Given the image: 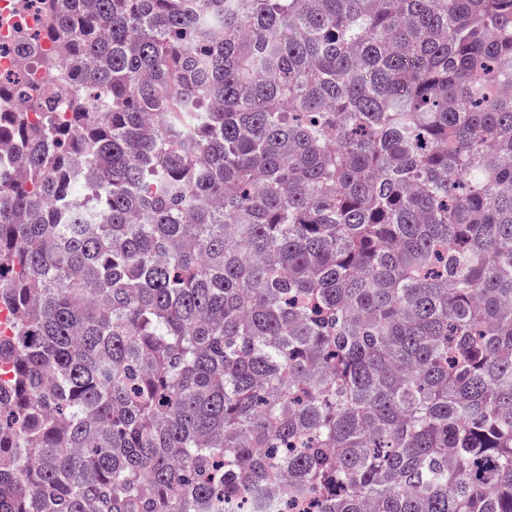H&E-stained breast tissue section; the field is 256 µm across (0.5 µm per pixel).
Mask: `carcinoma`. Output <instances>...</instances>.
<instances>
[{
	"instance_id": "obj_1",
	"label": "carcinoma",
	"mask_w": 512,
	"mask_h": 512,
	"mask_svg": "<svg viewBox=\"0 0 512 512\" xmlns=\"http://www.w3.org/2000/svg\"><path fill=\"white\" fill-rule=\"evenodd\" d=\"M45 10L0 82V512H512V0ZM57 74V83L60 87L63 88V90L61 91V95H59V97L56 98L53 112H55V115L58 118V120L63 122V120L67 118L68 112H70L69 97L73 90V77L71 65L64 64Z\"/></svg>"
}]
</instances>
